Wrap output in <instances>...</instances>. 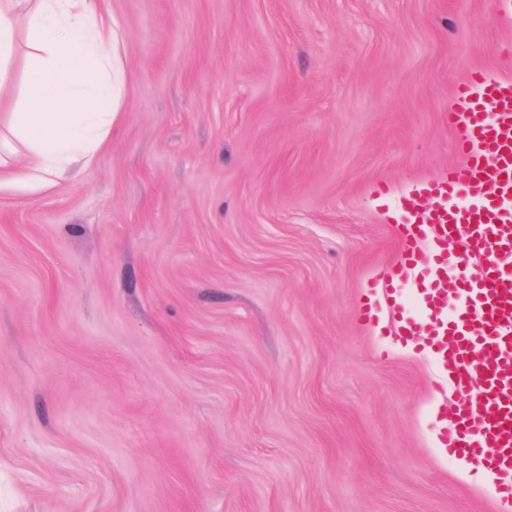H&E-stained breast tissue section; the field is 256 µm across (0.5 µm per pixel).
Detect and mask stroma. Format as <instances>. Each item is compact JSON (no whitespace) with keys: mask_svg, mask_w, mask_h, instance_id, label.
Segmentation results:
<instances>
[{"mask_svg":"<svg viewBox=\"0 0 512 512\" xmlns=\"http://www.w3.org/2000/svg\"><path fill=\"white\" fill-rule=\"evenodd\" d=\"M95 166L0 184V512H512L394 275L493 0H110ZM403 310H394L391 295ZM371 307L363 319L360 311Z\"/></svg>","mask_w":512,"mask_h":512,"instance_id":"obj_1","label":"stroma"}]
</instances>
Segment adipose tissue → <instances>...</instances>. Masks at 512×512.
I'll list each match as a JSON object with an SVG mask.
<instances>
[{"mask_svg": "<svg viewBox=\"0 0 512 512\" xmlns=\"http://www.w3.org/2000/svg\"><path fill=\"white\" fill-rule=\"evenodd\" d=\"M109 0H0V79L8 72L18 20L30 49L24 101L9 131L25 149L12 165L0 139V175L34 187L91 168L116 118V47Z\"/></svg>", "mask_w": 512, "mask_h": 512, "instance_id": "adipose-tissue-1", "label": "adipose tissue"}]
</instances>
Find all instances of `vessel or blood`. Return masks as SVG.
<instances>
[{"mask_svg": "<svg viewBox=\"0 0 512 512\" xmlns=\"http://www.w3.org/2000/svg\"><path fill=\"white\" fill-rule=\"evenodd\" d=\"M449 115L460 164L417 189L431 207L409 206L400 227L397 277H419L422 320L395 332L428 337L435 362L456 396L442 442L449 455L495 473L497 493L512 500V78L477 77ZM479 275L449 280V241ZM455 312H448L449 301Z\"/></svg>", "mask_w": 512, "mask_h": 512, "instance_id": "1", "label": "vessel or blood"}]
</instances>
